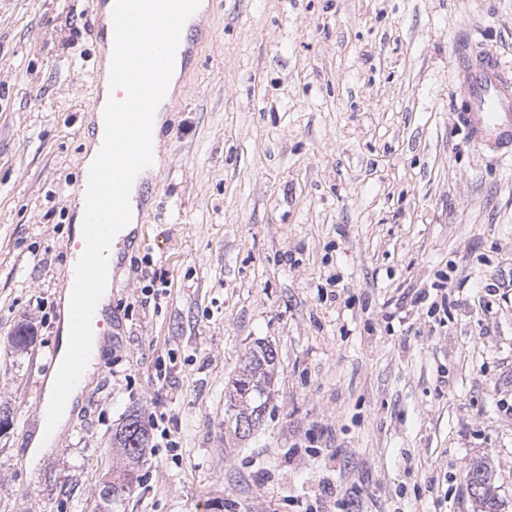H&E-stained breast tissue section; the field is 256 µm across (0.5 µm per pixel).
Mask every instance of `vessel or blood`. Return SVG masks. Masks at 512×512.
<instances>
[{"instance_id":"1","label":"vessel or blood","mask_w":512,"mask_h":512,"mask_svg":"<svg viewBox=\"0 0 512 512\" xmlns=\"http://www.w3.org/2000/svg\"><path fill=\"white\" fill-rule=\"evenodd\" d=\"M458 90L468 109L458 121L474 144L512 155V66L492 51L475 54L470 45L455 52Z\"/></svg>"}]
</instances>
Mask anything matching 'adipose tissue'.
I'll return each mask as SVG.
<instances>
[{
    "label": "adipose tissue",
    "mask_w": 512,
    "mask_h": 512,
    "mask_svg": "<svg viewBox=\"0 0 512 512\" xmlns=\"http://www.w3.org/2000/svg\"><path fill=\"white\" fill-rule=\"evenodd\" d=\"M112 56L111 42H104L102 46L101 82L99 98L96 103L94 120L97 127V135L87 152L83 163V179L85 185H92L93 179L101 165L103 144L112 137V125L109 115L113 111V102L119 92L118 86L114 85L110 77V61ZM111 271H104L99 289L98 307L93 315L94 321L89 324L84 335V341L88 351L86 367L81 377L74 384L68 402L58 404L53 409L52 419L54 421L53 431L47 432L37 430L31 446L28 450L29 457L42 456L54 444L59 432L65 428L72 410V403L81 395L84 386L90 380L99 362L101 347L104 343L102 331L97 323L104 317V310L111 299Z\"/></svg>",
    "instance_id": "ef3b65f1"
}]
</instances>
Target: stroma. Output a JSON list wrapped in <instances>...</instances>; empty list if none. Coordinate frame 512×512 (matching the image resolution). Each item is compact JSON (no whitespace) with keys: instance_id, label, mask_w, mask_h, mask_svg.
Segmentation results:
<instances>
[{"instance_id":"obj_1","label":"stroma","mask_w":512,"mask_h":512,"mask_svg":"<svg viewBox=\"0 0 512 512\" xmlns=\"http://www.w3.org/2000/svg\"><path fill=\"white\" fill-rule=\"evenodd\" d=\"M90 2L0 0V512H96L135 409L142 484L116 512H475L479 458L512 512V158L458 125L452 66L464 41L512 61V0L209 5L107 344L27 459L96 134ZM260 342L274 386L237 440L225 402Z\"/></svg>"}]
</instances>
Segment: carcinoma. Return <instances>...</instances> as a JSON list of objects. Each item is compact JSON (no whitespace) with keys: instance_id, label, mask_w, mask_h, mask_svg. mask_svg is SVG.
I'll return each mask as SVG.
<instances>
[{"instance_id":"cac0c4a2","label":"carcinoma","mask_w":512,"mask_h":512,"mask_svg":"<svg viewBox=\"0 0 512 512\" xmlns=\"http://www.w3.org/2000/svg\"><path fill=\"white\" fill-rule=\"evenodd\" d=\"M34 340L28 327L21 325L12 338L13 348L22 353L32 346ZM276 359L277 351L269 344L259 343L250 349L239 378L233 381V393L229 395L227 403L229 419L236 423L251 418L256 422L262 421L275 376ZM148 440V429L140 415L135 411L128 414L115 434L119 452L118 466L112 470L107 498L99 501L100 512H112V507L123 502L133 492L140 481L141 458ZM468 472L478 476V493L473 496L479 507L478 512H498L495 473L491 465L484 460H476L470 464Z\"/></svg>"}]
</instances>
